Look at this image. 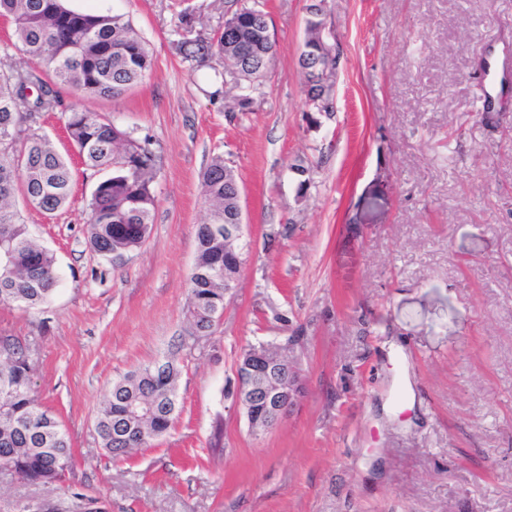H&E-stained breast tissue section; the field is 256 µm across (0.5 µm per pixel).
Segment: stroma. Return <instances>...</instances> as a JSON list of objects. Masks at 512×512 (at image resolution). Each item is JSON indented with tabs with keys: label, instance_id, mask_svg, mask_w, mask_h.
<instances>
[{
	"label": "stroma",
	"instance_id": "1",
	"mask_svg": "<svg viewBox=\"0 0 512 512\" xmlns=\"http://www.w3.org/2000/svg\"><path fill=\"white\" fill-rule=\"evenodd\" d=\"M312 0H239L270 19L276 54L229 112L212 39L227 0H67L129 17L152 59L106 114L160 157L148 237L124 258L89 248L100 179L59 113L36 125L70 160L69 205L21 213L58 282L34 311L0 306L29 343L38 401L70 436V484L108 512H512V87L484 112L480 64L512 57V0H326L340 50L334 109L304 92ZM223 156L241 186L249 252L212 335L180 354L169 432L112 459L94 420L113 379L188 331L201 176ZM305 167L298 175L297 167ZM287 344L304 394L252 435L231 391L241 349ZM64 487L0 472V512Z\"/></svg>",
	"mask_w": 512,
	"mask_h": 512
}]
</instances>
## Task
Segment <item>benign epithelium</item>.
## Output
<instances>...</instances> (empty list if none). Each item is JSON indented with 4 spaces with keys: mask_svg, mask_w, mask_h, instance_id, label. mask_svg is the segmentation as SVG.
I'll return each mask as SVG.
<instances>
[{
    "mask_svg": "<svg viewBox=\"0 0 512 512\" xmlns=\"http://www.w3.org/2000/svg\"><path fill=\"white\" fill-rule=\"evenodd\" d=\"M331 47L320 39H307L300 54V68L306 76L307 97L320 104L327 90L335 87V71L331 68ZM224 196L229 207L224 209V243L235 245L244 238L241 188L234 170L224 165ZM303 391L301 374L293 362L270 358L263 346L237 361L233 396L244 411L249 428L255 435L259 426L277 425Z\"/></svg>",
    "mask_w": 512,
    "mask_h": 512,
    "instance_id": "7a95c632",
    "label": "benign epithelium"
}]
</instances>
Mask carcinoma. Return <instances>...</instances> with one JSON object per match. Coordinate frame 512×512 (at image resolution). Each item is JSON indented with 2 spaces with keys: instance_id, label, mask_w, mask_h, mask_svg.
<instances>
[{
  "instance_id": "1",
  "label": "carcinoma",
  "mask_w": 512,
  "mask_h": 512,
  "mask_svg": "<svg viewBox=\"0 0 512 512\" xmlns=\"http://www.w3.org/2000/svg\"><path fill=\"white\" fill-rule=\"evenodd\" d=\"M24 70L0 67V305L33 309L57 283L55 258L36 244L15 203L52 214L69 204L73 171L48 139L29 125L36 115L63 106L62 94L116 98L141 83L151 67L145 42L123 15L69 8L65 0H0ZM236 29L191 44L189 56L218 55L238 68L239 79L264 77L273 45L255 39L265 21L245 7ZM67 136L82 163L105 171L91 195L87 237L91 249L112 261L142 246L157 198L158 159L149 140L134 147L127 132L104 115L71 106L61 111ZM208 222L196 228L197 256L188 281L190 331H212L224 312V158L215 156L202 174ZM180 370L171 356L162 371L147 365L112 381L95 430L115 458L149 446L171 428L178 412ZM34 365L22 342L0 341V469L22 479L53 484L73 466L72 446L61 423L32 392Z\"/></svg>"
}]
</instances>
